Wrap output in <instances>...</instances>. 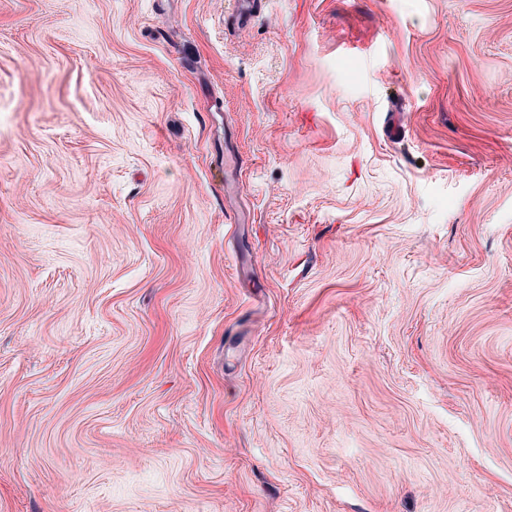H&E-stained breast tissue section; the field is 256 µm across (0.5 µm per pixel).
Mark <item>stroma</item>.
<instances>
[{"instance_id":"1","label":"stroma","mask_w":512,"mask_h":512,"mask_svg":"<svg viewBox=\"0 0 512 512\" xmlns=\"http://www.w3.org/2000/svg\"><path fill=\"white\" fill-rule=\"evenodd\" d=\"M0 0V512H512V0Z\"/></svg>"}]
</instances>
